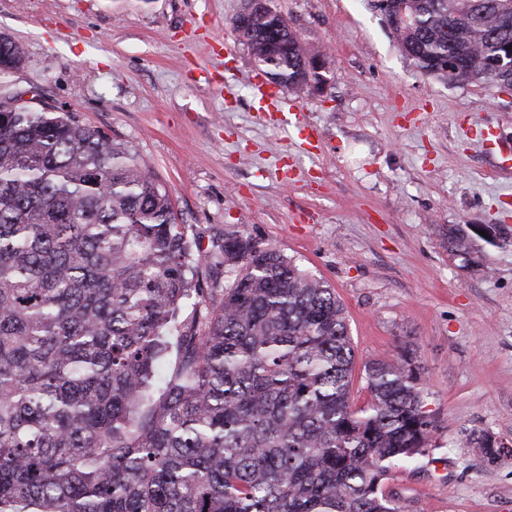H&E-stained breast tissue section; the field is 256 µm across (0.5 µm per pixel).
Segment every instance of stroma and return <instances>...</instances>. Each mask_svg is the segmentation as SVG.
Instances as JSON below:
<instances>
[{
    "label": "stroma",
    "instance_id": "1",
    "mask_svg": "<svg viewBox=\"0 0 512 512\" xmlns=\"http://www.w3.org/2000/svg\"><path fill=\"white\" fill-rule=\"evenodd\" d=\"M246 0H0L22 52L0 83L125 142L210 250L247 230L335 289L357 363L412 350L428 456L384 486L405 512H512V95L426 75L373 0H270L311 46L327 83L282 89L320 139L303 146L259 111L254 62L233 28ZM462 228L469 255L444 231Z\"/></svg>",
    "mask_w": 512,
    "mask_h": 512
}]
</instances>
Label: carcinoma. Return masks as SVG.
<instances>
[{
    "instance_id": "cac0c4a2",
    "label": "carcinoma",
    "mask_w": 512,
    "mask_h": 512,
    "mask_svg": "<svg viewBox=\"0 0 512 512\" xmlns=\"http://www.w3.org/2000/svg\"><path fill=\"white\" fill-rule=\"evenodd\" d=\"M507 1L401 0L411 21L390 28L424 73L512 93ZM240 37L270 82H320V48L279 12ZM448 244L471 247L457 228ZM212 246L125 143L0 112V512H402L382 481L434 429L415 356L366 364L355 408L335 290L245 231Z\"/></svg>"
}]
</instances>
